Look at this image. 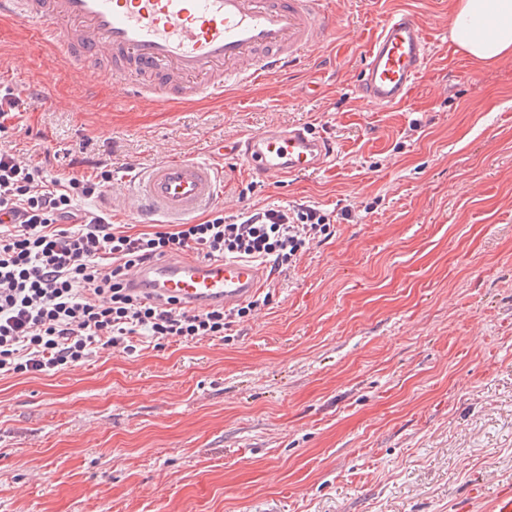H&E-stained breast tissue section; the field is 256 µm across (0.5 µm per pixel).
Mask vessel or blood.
I'll return each instance as SVG.
<instances>
[{"mask_svg":"<svg viewBox=\"0 0 512 512\" xmlns=\"http://www.w3.org/2000/svg\"><path fill=\"white\" fill-rule=\"evenodd\" d=\"M335 0H0V18L25 24L41 42L77 61L97 80L157 106L218 100L228 87L266 85L328 39ZM414 13L390 15L371 41L360 74L362 95L382 108L405 103L428 57ZM247 173L278 179L318 170L333 154L304 124L276 126L238 140ZM224 169L169 158L137 174L103 203L149 219L189 224L221 197ZM132 291L187 310L249 300L263 281L252 262L190 254L132 268Z\"/></svg>","mask_w":512,"mask_h":512,"instance_id":"obj_1","label":"vessel or blood"}]
</instances>
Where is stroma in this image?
Masks as SVG:
<instances>
[{
    "label": "stroma",
    "mask_w": 512,
    "mask_h": 512,
    "mask_svg": "<svg viewBox=\"0 0 512 512\" xmlns=\"http://www.w3.org/2000/svg\"><path fill=\"white\" fill-rule=\"evenodd\" d=\"M455 0H336L334 28L283 96L158 109L88 80L0 19V86L31 95L14 153L49 176L192 157L224 163L225 213L351 208L267 306L223 338L105 349L56 373L0 376V512H487L512 488V63L455 54ZM431 38L409 100L359 92L397 10ZM92 98V110L77 104ZM308 124L333 165L253 179L231 146Z\"/></svg>",
    "instance_id": "1"
}]
</instances>
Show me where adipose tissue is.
Listing matches in <instances>:
<instances>
[{
    "label": "adipose tissue",
    "instance_id": "obj_1",
    "mask_svg": "<svg viewBox=\"0 0 512 512\" xmlns=\"http://www.w3.org/2000/svg\"><path fill=\"white\" fill-rule=\"evenodd\" d=\"M449 39L456 53L475 64L512 61V0H457Z\"/></svg>",
    "mask_w": 512,
    "mask_h": 512
}]
</instances>
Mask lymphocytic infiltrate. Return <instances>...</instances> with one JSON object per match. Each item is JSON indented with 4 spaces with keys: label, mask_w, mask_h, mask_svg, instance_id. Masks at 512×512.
Masks as SVG:
<instances>
[{
    "label": "lymphocytic infiltrate",
    "mask_w": 512,
    "mask_h": 512,
    "mask_svg": "<svg viewBox=\"0 0 512 512\" xmlns=\"http://www.w3.org/2000/svg\"><path fill=\"white\" fill-rule=\"evenodd\" d=\"M112 182L47 176L41 160H19L0 147V376L40 375L85 362L95 349L125 347L139 336L161 348L223 337L234 318L268 296L199 312L132 295L128 270L185 252L295 266L310 244L332 233V214L314 205L224 214L195 224L133 233L88 207Z\"/></svg>",
    "instance_id": "1"
}]
</instances>
